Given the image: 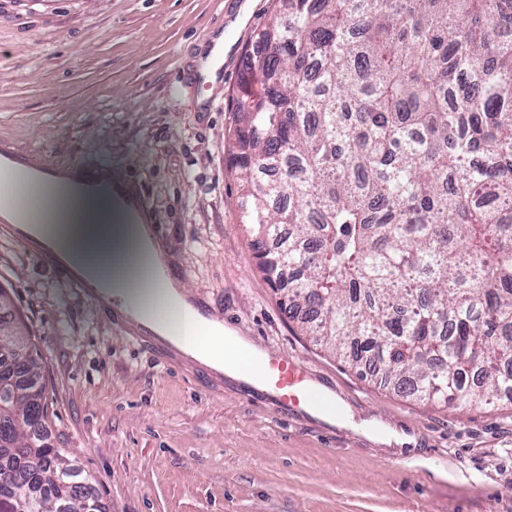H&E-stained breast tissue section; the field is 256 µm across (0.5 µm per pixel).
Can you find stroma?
Masks as SVG:
<instances>
[{"mask_svg": "<svg viewBox=\"0 0 512 512\" xmlns=\"http://www.w3.org/2000/svg\"><path fill=\"white\" fill-rule=\"evenodd\" d=\"M0 0V144L50 168L103 163L144 201L191 301L256 349L337 391L325 430L245 401L188 357L160 364L134 327L0 235V281L37 353L51 443L106 512H512V399L404 396L302 335L255 268L227 167L246 58H224L210 110L191 61L214 33L244 47L277 0Z\"/></svg>", "mask_w": 512, "mask_h": 512, "instance_id": "35a3bbf8", "label": "stroma"}]
</instances>
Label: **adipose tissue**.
<instances>
[{
    "mask_svg": "<svg viewBox=\"0 0 512 512\" xmlns=\"http://www.w3.org/2000/svg\"><path fill=\"white\" fill-rule=\"evenodd\" d=\"M77 176L69 166L34 174L45 209L22 228L31 247L51 243L74 271L121 302L134 321L149 324L159 336L210 369L231 379L254 377L258 351L218 321L201 318L173 326L172 315L193 309L174 278L165 277L162 287L141 294L120 275L112 274L110 248L135 247L156 266L165 265L167 255L156 244L152 228L135 219L136 195L129 184L116 183L114 203L104 206L97 193L78 183Z\"/></svg>",
    "mask_w": 512,
    "mask_h": 512,
    "instance_id": "ef3b65f1",
    "label": "adipose tissue"
}]
</instances>
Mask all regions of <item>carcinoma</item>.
Returning <instances> with one entry per match:
<instances>
[{
    "label": "carcinoma",
    "mask_w": 512,
    "mask_h": 512,
    "mask_svg": "<svg viewBox=\"0 0 512 512\" xmlns=\"http://www.w3.org/2000/svg\"><path fill=\"white\" fill-rule=\"evenodd\" d=\"M247 53L228 166L301 331L449 406L512 395L507 0H285ZM20 323L0 319V512H84Z\"/></svg>",
    "instance_id": "carcinoma-1"
}]
</instances>
